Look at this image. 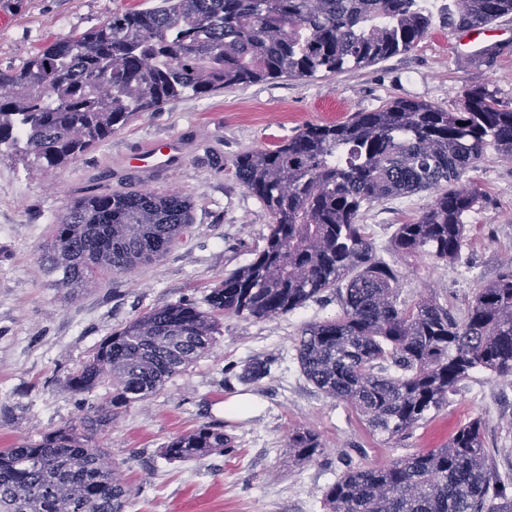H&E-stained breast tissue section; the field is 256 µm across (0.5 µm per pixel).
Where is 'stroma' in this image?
I'll list each match as a JSON object with an SVG mask.
<instances>
[{"instance_id": "obj_1", "label": "stroma", "mask_w": 512, "mask_h": 512, "mask_svg": "<svg viewBox=\"0 0 512 512\" xmlns=\"http://www.w3.org/2000/svg\"><path fill=\"white\" fill-rule=\"evenodd\" d=\"M142 3L0 0V13L7 17L0 25V69H20L50 42ZM455 38L436 31L410 50L358 70L170 101L61 168L0 160V448L77 423L107 397L110 385L78 394L67 379L112 330L162 304L185 299L203 304L225 274L251 262L271 218L236 180L237 153L287 138L305 124L342 121L394 98L455 112L467 89L483 87L501 108L512 109V40L491 38L493 54L478 65L470 53L456 52ZM161 137L179 144L169 168L125 166L129 150ZM472 177L484 196L470 218L464 266L397 256L401 299L432 294L462 315L475 289L512 261V160L488 152ZM173 186L192 199L195 224L191 237L159 261L131 275L103 278L74 297L42 268L40 248L69 202L94 190L162 192ZM431 200V193L422 191L365 212L377 249H385L397 225ZM336 311L331 298L308 301L271 320L221 317L207 354L148 400L123 408L97 442L122 479L138 490L127 512H326L323 494L342 470V452L370 464L388 462L441 447L457 425L477 416L485 421L496 474L512 480V385L487 372L473 373L448 406L394 446L385 445L352 408L309 382L294 358V342L304 323L332 318ZM255 358L271 361L270 375L241 383L242 366ZM239 394L255 397L260 411L244 418L225 415V402ZM207 422L223 424L232 452L200 462L163 456L172 437ZM303 427L319 434L323 450L315 460L292 466L288 436Z\"/></svg>"}]
</instances>
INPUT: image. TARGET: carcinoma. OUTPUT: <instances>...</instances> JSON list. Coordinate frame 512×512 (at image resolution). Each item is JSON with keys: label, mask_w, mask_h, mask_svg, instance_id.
<instances>
[{"label": "carcinoma", "mask_w": 512, "mask_h": 512, "mask_svg": "<svg viewBox=\"0 0 512 512\" xmlns=\"http://www.w3.org/2000/svg\"><path fill=\"white\" fill-rule=\"evenodd\" d=\"M508 13L512 0H159L119 9L47 45L23 68L0 72V157L59 168L165 102L366 67L435 29L490 25ZM490 148L512 158V110L478 87L459 112L395 98L240 152L234 175L271 217L264 246L210 290L209 310L191 300L159 305L100 341L68 383L88 392L109 379L112 394L77 425L0 449V512H126L137 490L114 477L96 436L207 353L221 314L274 319L334 291L339 312L303 324L297 362L389 444L448 405L475 371L511 385L512 261L475 289L458 318L432 295L400 300L401 272L361 223L376 203L430 191L432 202L398 225L390 251L462 264L466 217L483 196L470 173ZM192 224L193 202L178 189L95 191L58 215L40 261L59 274L60 287L89 288L160 260ZM269 373V363L255 359L239 380ZM229 447L224 425L203 423L171 438L163 453L201 461ZM322 448L311 429L288 435V459L297 464ZM489 460L485 424L475 417L439 448L377 466L345 458L324 507L512 512V484Z\"/></svg>", "instance_id": "cac0c4a2"}]
</instances>
